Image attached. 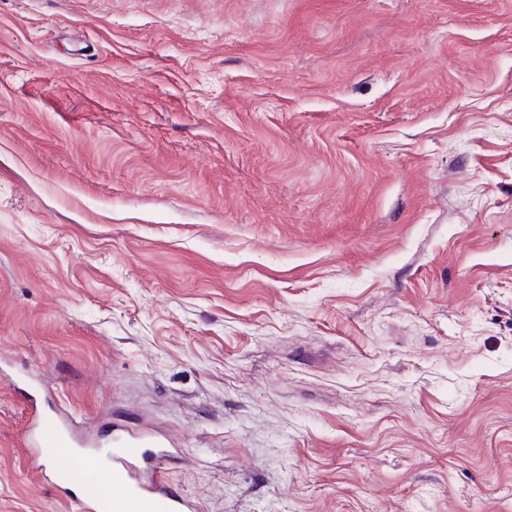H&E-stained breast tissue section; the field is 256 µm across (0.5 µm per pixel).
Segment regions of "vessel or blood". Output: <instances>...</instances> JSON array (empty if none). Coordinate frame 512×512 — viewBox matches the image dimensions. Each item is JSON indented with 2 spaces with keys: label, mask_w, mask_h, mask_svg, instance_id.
Masks as SVG:
<instances>
[{
  "label": "vessel or blood",
  "mask_w": 512,
  "mask_h": 512,
  "mask_svg": "<svg viewBox=\"0 0 512 512\" xmlns=\"http://www.w3.org/2000/svg\"><path fill=\"white\" fill-rule=\"evenodd\" d=\"M37 444L62 449L60 459H42L38 466L44 481L77 512H197L196 503L171 490L163 477L170 456L166 443L146 434L114 436L111 452L93 460L87 455L90 441L61 411L39 422Z\"/></svg>",
  "instance_id": "b4317fda"
}]
</instances>
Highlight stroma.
Returning <instances> with one entry per match:
<instances>
[{
	"label": "stroma",
	"mask_w": 512,
	"mask_h": 512,
	"mask_svg": "<svg viewBox=\"0 0 512 512\" xmlns=\"http://www.w3.org/2000/svg\"><path fill=\"white\" fill-rule=\"evenodd\" d=\"M3 358L200 512H512V0H0Z\"/></svg>",
	"instance_id": "35a3bbf8"
}]
</instances>
